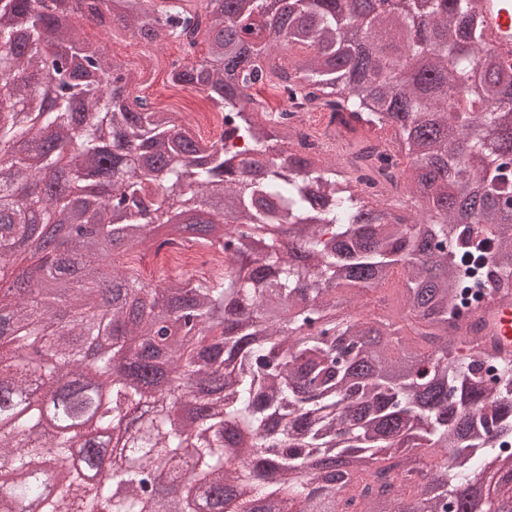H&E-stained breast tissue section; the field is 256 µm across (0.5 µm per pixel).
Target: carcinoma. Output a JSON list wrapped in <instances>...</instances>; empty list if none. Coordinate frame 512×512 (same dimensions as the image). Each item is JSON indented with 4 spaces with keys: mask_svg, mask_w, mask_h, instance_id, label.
Wrapping results in <instances>:
<instances>
[{
    "mask_svg": "<svg viewBox=\"0 0 512 512\" xmlns=\"http://www.w3.org/2000/svg\"><path fill=\"white\" fill-rule=\"evenodd\" d=\"M182 2L0 0V270L28 256L41 271L0 297V458L20 476L0 483V509L38 500L42 512H257L286 489L298 512H476L488 466L512 458V357L480 328L483 308L512 300V66L483 41L479 0H425L419 23L370 0H285L274 25L265 0ZM62 13L182 43L170 80L221 108L219 139L205 146L173 113L129 100L137 72L60 25ZM275 45L307 50L276 73L277 90L342 121L362 168L312 161L300 138L262 164L274 131L294 139L290 112L250 94L267 82L258 55ZM404 56L426 58L428 90L399 70ZM51 71L61 93L35 97ZM50 97L63 107L44 111ZM359 124L394 128L398 148L356 137ZM74 137L84 157L62 167ZM88 170L96 197L78 201ZM382 174L403 180L415 213L366 203ZM37 215L97 232L82 254L61 246L46 259L20 248ZM163 225L173 237L161 247L177 239L224 253L222 271L156 284L181 336L116 260ZM103 255L130 286L109 316L98 314ZM396 276L401 313H351L345 291L364 298ZM33 344L40 365L17 363ZM163 352L182 377L174 388L113 371L117 354L135 366ZM67 377L108 395L87 428L45 424L30 402L55 397ZM179 400L202 413L184 423L199 424L192 438L173 425ZM123 422L112 458L122 494L85 467L43 483L79 451L92 466L95 431ZM245 433L252 460L225 467ZM163 476L181 498L154 488Z\"/></svg>",
    "mask_w": 512,
    "mask_h": 512,
    "instance_id": "obj_1",
    "label": "carcinoma"
}]
</instances>
